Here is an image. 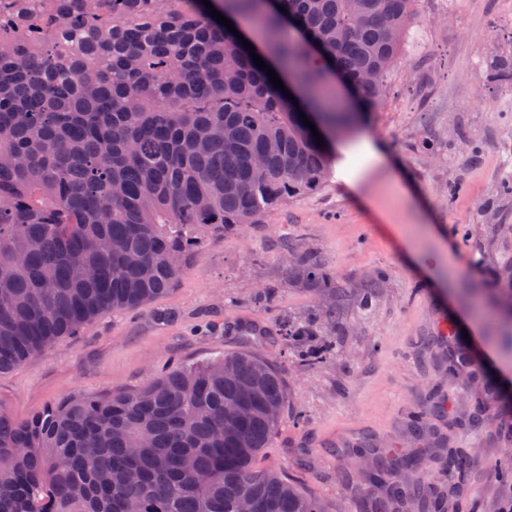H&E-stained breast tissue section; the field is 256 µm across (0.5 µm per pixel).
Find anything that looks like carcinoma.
<instances>
[{"instance_id":"1","label":"carcinoma","mask_w":512,"mask_h":512,"mask_svg":"<svg viewBox=\"0 0 512 512\" xmlns=\"http://www.w3.org/2000/svg\"><path fill=\"white\" fill-rule=\"evenodd\" d=\"M266 31L259 56L322 103L316 128L353 126L384 100L414 19V0H209ZM286 8L281 12L279 7ZM353 92L336 107L329 77ZM492 81L512 89V58ZM296 106L255 66L202 0H0V373L99 315L170 291L207 237L319 189L331 156ZM297 284L331 299L281 328L306 366L327 359L343 304L367 307L375 283L344 288L308 255ZM512 360V314L495 313ZM448 349V377L471 376ZM288 408L279 367L250 349L171 367L146 386L75 393L25 420L0 406V512H323L289 479L258 471ZM412 413L426 451L392 453L372 438L382 493L361 512H452L463 482L406 473L467 460Z\"/></svg>"}]
</instances>
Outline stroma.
Listing matches in <instances>:
<instances>
[{
	"label": "stroma",
	"instance_id": "35a3bbf8",
	"mask_svg": "<svg viewBox=\"0 0 512 512\" xmlns=\"http://www.w3.org/2000/svg\"><path fill=\"white\" fill-rule=\"evenodd\" d=\"M414 12L383 103L330 135L334 163L317 191L204 239L167 295L105 313L0 374V405L26 419L70 394L139 389L168 367L245 346L234 329L254 322L269 332L255 351L288 386L257 468L296 481L325 512H359L372 482L363 471L342 480L352 463L331 455L337 437L368 430L400 444L433 389L457 411L472 404L467 379L449 378L426 337H470L469 351L512 384L499 328L462 289L473 284L484 307L501 306L497 271L512 258V91L487 76L496 58L512 56V0H416ZM305 254L341 285L377 284L369 309H345L332 355L313 368L279 339L285 321L320 300L291 278ZM263 288L273 298L259 308ZM511 428L512 395L480 427H447L470 461L459 512H512V487L487 466L512 462Z\"/></svg>",
	"mask_w": 512,
	"mask_h": 512
}]
</instances>
